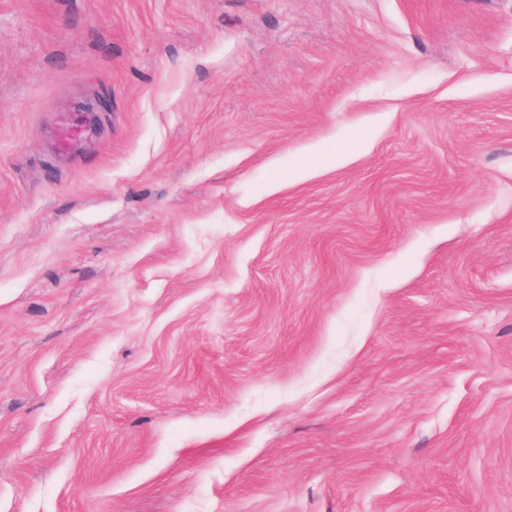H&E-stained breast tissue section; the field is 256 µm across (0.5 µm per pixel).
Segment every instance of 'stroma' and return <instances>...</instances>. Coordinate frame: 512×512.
<instances>
[{
	"mask_svg": "<svg viewBox=\"0 0 512 512\" xmlns=\"http://www.w3.org/2000/svg\"><path fill=\"white\" fill-rule=\"evenodd\" d=\"M0 512H512V0H0Z\"/></svg>",
	"mask_w": 512,
	"mask_h": 512,
	"instance_id": "stroma-1",
	"label": "stroma"
}]
</instances>
